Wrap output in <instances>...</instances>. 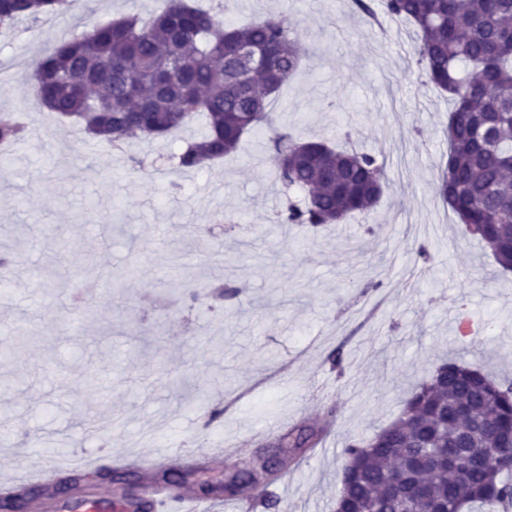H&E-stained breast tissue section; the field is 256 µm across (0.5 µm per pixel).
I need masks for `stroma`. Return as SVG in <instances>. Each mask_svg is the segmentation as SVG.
Listing matches in <instances>:
<instances>
[{"label": "stroma", "mask_w": 512, "mask_h": 512, "mask_svg": "<svg viewBox=\"0 0 512 512\" xmlns=\"http://www.w3.org/2000/svg\"><path fill=\"white\" fill-rule=\"evenodd\" d=\"M165 0H60L54 16L0 29V113L33 135L0 148V256L15 260L0 285V481L40 454H166L179 461L205 443L237 446L205 457L180 489L224 480L239 460L266 456L282 432L322 430L320 445L286 461L270 490L290 512H333L348 440L370 438L400 414L399 399L436 365L462 355L512 379V273L477 237L461 233L436 195L448 155V99L419 76L412 27L385 17L364 25L349 0H211L227 23L275 9L303 28L310 57L270 105L302 140L329 139L378 155L387 186L371 215L329 230L278 226L287 196L275 181L268 136H244L236 158L174 176L168 164L204 129L197 118L174 141L132 139L122 149L50 112L27 109L28 60L63 32L79 35L128 13L147 18ZM37 241L16 251L14 228ZM213 227L199 236L200 226ZM104 238L95 262L122 274L99 297L79 248ZM427 249L420 258L419 249ZM235 285L234 300L208 294ZM377 282L373 295L365 284ZM98 311L85 335L72 312ZM473 332L455 343V314ZM340 353L342 363L330 357ZM280 428L258 440L259 427Z\"/></svg>", "instance_id": "obj_1"}]
</instances>
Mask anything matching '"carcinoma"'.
I'll use <instances>...</instances> for the list:
<instances>
[{"mask_svg":"<svg viewBox=\"0 0 512 512\" xmlns=\"http://www.w3.org/2000/svg\"><path fill=\"white\" fill-rule=\"evenodd\" d=\"M57 0H0V27L55 14ZM368 24L379 13L417 30V65L424 83L448 95L453 107L445 135L448 158L437 195L477 235L504 272L512 271V0H351ZM266 54L248 81L239 79L238 52ZM309 48L301 31L277 11L235 27L188 0H167L158 14H129L71 38L33 59L26 94L48 111L119 148L134 137L166 139L196 116L204 133L171 155L183 172L234 155L244 135L264 126L268 147L288 164L276 181L307 194L275 214L274 223L316 230L347 215L370 212L385 182V165L367 152L301 141L288 122L268 111L269 98L298 70ZM27 127L0 117V142L23 140ZM400 415L365 440L343 448L335 512H445L486 505L512 512V381L497 380L464 360L438 365L400 401ZM311 428L284 439L294 456L317 443ZM501 456L487 457V449ZM462 463L448 470V455ZM246 486L238 471L201 492L234 496Z\"/></svg>","mask_w":512,"mask_h":512,"instance_id":"1","label":"carcinoma"}]
</instances>
